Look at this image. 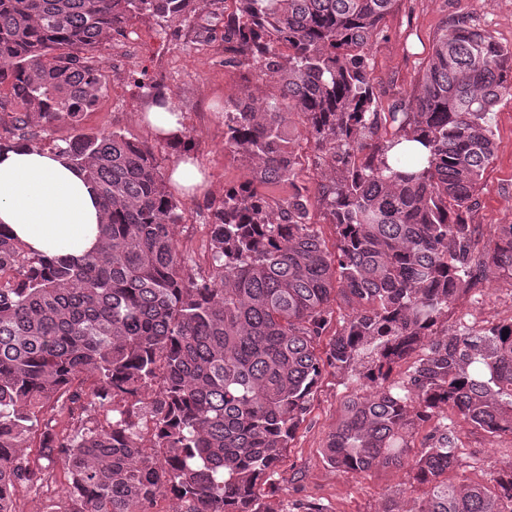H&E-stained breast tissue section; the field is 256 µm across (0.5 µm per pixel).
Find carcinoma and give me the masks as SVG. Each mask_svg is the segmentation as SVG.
I'll use <instances>...</instances> for the list:
<instances>
[{"mask_svg":"<svg viewBox=\"0 0 512 512\" xmlns=\"http://www.w3.org/2000/svg\"><path fill=\"white\" fill-rule=\"evenodd\" d=\"M231 2L224 62L256 85L224 103V150L251 178L211 207L207 271L178 247L182 205L161 162L117 131L55 145L98 189L97 251L30 257L0 231V512H23L22 488L56 490L57 463L65 486L49 512H152L164 495L181 512H290L259 491L329 368L359 387L325 447L336 469L409 466L418 512H512V472L491 487L448 480L453 424L413 443L445 407L512 434V322L443 320L478 281L512 279V224L483 241L468 221L497 150L491 116L512 98V49L461 15L408 104L383 112L370 50L397 0ZM198 3L0 0L14 129L79 126L103 89L96 48ZM267 81L278 93L257 96ZM138 88L165 105L158 86ZM297 123L324 168L311 191L297 184ZM404 140L425 154L390 157ZM282 186L288 197L273 198ZM318 212L335 224L332 250ZM341 303L353 312L322 350Z\"/></svg>","mask_w":512,"mask_h":512,"instance_id":"1","label":"carcinoma"}]
</instances>
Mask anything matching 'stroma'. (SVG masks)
Segmentation results:
<instances>
[{
	"label": "stroma",
	"instance_id": "35a3bbf8",
	"mask_svg": "<svg viewBox=\"0 0 512 512\" xmlns=\"http://www.w3.org/2000/svg\"><path fill=\"white\" fill-rule=\"evenodd\" d=\"M224 0H201L188 20L163 29L151 19L136 21L124 35L113 37L95 54L105 89L96 109L86 113L80 129L65 123L33 127L34 147L48 149L75 132L118 131L151 148L164 168H171L175 151L158 142L140 120L142 101L137 82L160 81L182 112L195 146L193 155L206 171L207 184L182 196L183 219L176 227L179 248L197 265L208 254L210 205L224 198L227 187L251 175L247 160L224 149V101L244 85L246 68L224 62ZM459 15L468 16L503 46L512 48V0H399L384 18L371 51L374 92L381 109L407 102L416 90L429 53L442 30ZM497 152L469 221L478 230L512 224V100L492 116ZM449 325L487 329L512 321V280L481 281L460 295L449 308ZM351 382L325 375L311 401L306 421L278 463L274 481L279 499L312 503L323 512H383L394 504L398 512H416L419 491L410 486L406 469L380 467L352 475L331 466L324 457ZM460 457L449 478L460 485H493L512 471V435H490L455 419Z\"/></svg>",
	"mask_w": 512,
	"mask_h": 512
}]
</instances>
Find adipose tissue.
<instances>
[{
  "mask_svg": "<svg viewBox=\"0 0 512 512\" xmlns=\"http://www.w3.org/2000/svg\"><path fill=\"white\" fill-rule=\"evenodd\" d=\"M102 221L95 186L65 154L27 145L0 152V231L28 253L82 259Z\"/></svg>",
  "mask_w": 512,
  "mask_h": 512,
  "instance_id": "adipose-tissue-1",
  "label": "adipose tissue"
}]
</instances>
